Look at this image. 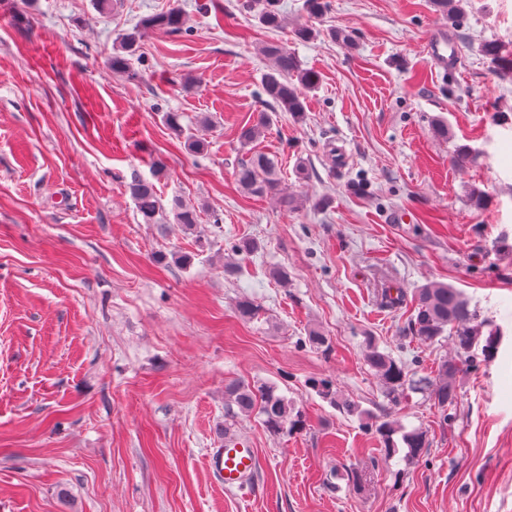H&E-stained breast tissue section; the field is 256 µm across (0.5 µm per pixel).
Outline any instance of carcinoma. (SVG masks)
<instances>
[{"label":"carcinoma","mask_w":512,"mask_h":512,"mask_svg":"<svg viewBox=\"0 0 512 512\" xmlns=\"http://www.w3.org/2000/svg\"><path fill=\"white\" fill-rule=\"evenodd\" d=\"M242 9H254L259 23L275 30L282 26L284 17L278 9V0H245ZM437 9L455 21L464 14L462 0H435ZM152 28H163L172 33L188 31L187 17L177 4L168 10L147 16L131 31L120 37L112 53V72L129 71V57L135 55L142 32ZM261 52L270 61L267 73L262 77L261 94L268 111L259 113L254 123L241 128L238 140L242 147L256 143L269 125L270 112H286L299 122L306 112V92L316 88L320 74L302 67L295 54L287 48L268 43ZM480 52L501 71L512 73V55H505L494 41L481 44ZM279 160L262 151H253L248 159L241 161L235 171L239 186L254 196L275 195L283 209L295 207V198L281 191L279 182ZM167 175L165 162L157 158L152 163V178H134L128 186L135 209L144 224H161L165 207L157 190V183ZM171 211L176 223L190 228L199 221L195 207L178 200L172 202ZM258 249V243L246 238L230 248L231 257L225 259L224 272L234 275L239 265L235 256H249ZM384 303L390 308L408 309V331L411 337L422 343L435 344L444 338L452 340L455 358L443 360L437 365L433 376L415 378L409 374L405 364L397 361L391 353L380 349L372 338L365 342V361L380 381L387 400L397 402L405 387L425 390L429 399L448 418V408L454 406L458 397L459 378L462 366L477 367L478 356L492 357L497 351L500 328L492 321L480 318L478 311L471 307L470 300L451 285L431 282L413 291L412 295L402 288H388L384 292ZM236 312L245 322L261 317L262 308L253 300L243 298L236 304ZM228 407H237L238 414H257L265 428L275 434H290L304 426V420L284 396L277 394L270 385L255 386L237 381L225 389ZM378 437L379 451L388 459L399 452V445L406 448L405 458H419L429 447L427 433L420 428L405 429L400 421L389 412L383 413L374 424ZM400 440H395V436Z\"/></svg>","instance_id":"carcinoma-1"}]
</instances>
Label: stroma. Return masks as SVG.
I'll return each instance as SVG.
<instances>
[{
  "instance_id": "35a3bbf8",
  "label": "stroma",
  "mask_w": 512,
  "mask_h": 512,
  "mask_svg": "<svg viewBox=\"0 0 512 512\" xmlns=\"http://www.w3.org/2000/svg\"><path fill=\"white\" fill-rule=\"evenodd\" d=\"M174 1L189 32L146 33L134 78L113 73L118 37ZM280 9L271 31L241 0H120L109 14L92 0H0V512H512V75L480 52L495 41L512 54V0H467L458 26L433 0H328L316 21L304 0ZM308 22L317 36L295 40ZM457 32L459 66L436 67L426 45ZM270 42L321 75L304 120L274 114L257 144L280 161L289 211L235 179ZM166 112L206 139L204 154ZM464 145L476 161L460 170ZM157 156L164 203L201 211L194 231L136 213L127 185ZM241 238L259 248L225 275ZM183 253L190 268L173 261ZM432 281L502 333L445 420L417 392L388 406L363 357L369 336L422 374L452 357L450 340L417 342L406 313L381 303L383 289ZM244 297L261 319L237 318ZM313 328L326 347L306 345ZM321 378L364 417L312 389ZM237 380L275 385L304 428L232 416L224 390ZM387 409L430 446L380 461L354 490ZM228 432L257 451L245 492L207 465Z\"/></svg>"
}]
</instances>
